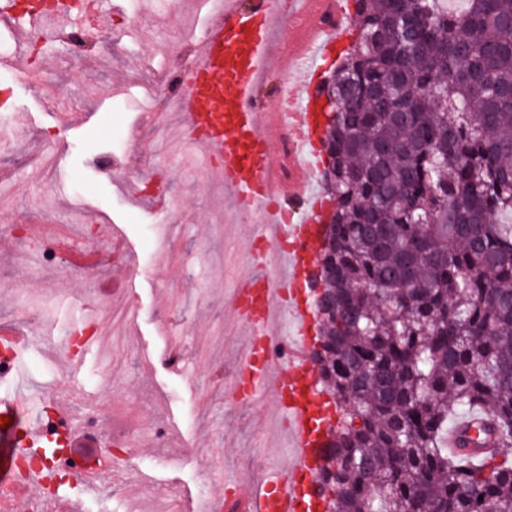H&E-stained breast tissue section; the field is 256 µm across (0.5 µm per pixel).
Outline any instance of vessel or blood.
Instances as JSON below:
<instances>
[{"label":"vessel or blood","mask_w":512,"mask_h":512,"mask_svg":"<svg viewBox=\"0 0 512 512\" xmlns=\"http://www.w3.org/2000/svg\"><path fill=\"white\" fill-rule=\"evenodd\" d=\"M336 25L326 34H313L300 57L285 56L282 70L292 92L274 99L257 91L273 58L270 35L281 22V0H224L202 36L188 84L180 98L182 124L191 140L209 156L218 158L224 185L237 207L259 219L258 232L270 251L255 262L238 299L249 341L240 359L238 375L246 381L244 397L251 402L273 397L288 428L292 448L287 473H273L267 487L242 494L228 486L220 504L199 501L196 512H318L320 495L311 478L319 466L330 423L318 407L323 391L304 360L311 341L309 314L297 297L313 267L322 238L323 208L310 176L302 168L325 135L318 112L317 93L322 78L318 66L330 43L340 42L351 0H324ZM102 0H60L47 8L38 0H0V20L35 31L48 23H63L70 31H84L89 21L104 25ZM289 136L288 159L295 168L289 179L276 176L275 137ZM291 197L307 201V216L282 223L280 202ZM29 345L27 336L0 333V382L13 378L15 364ZM28 397L16 393L0 398V417L11 418L0 427V485L11 491L1 505L5 512L27 506L33 493L58 484L61 477L96 485L109 468L137 477L135 464L109 465L98 458L89 466L69 448L85 434L71 421L68 405L56 399L54 427L41 419L24 422ZM482 413L471 414L448 432V448L459 453L462 434L477 435L485 423ZM59 444L63 453L48 449Z\"/></svg>","instance_id":"1"}]
</instances>
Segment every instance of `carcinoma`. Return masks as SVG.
I'll use <instances>...</instances> for the list:
<instances>
[{
  "mask_svg": "<svg viewBox=\"0 0 512 512\" xmlns=\"http://www.w3.org/2000/svg\"><path fill=\"white\" fill-rule=\"evenodd\" d=\"M353 2L323 144L325 512H512V0ZM472 409L500 451L450 457ZM467 416V415H466ZM486 415L483 413H472L471 415L463 418L462 420H457L455 415H451L448 417V428L453 426L448 431V448L452 454L462 452V448H459V439L460 436L467 432L468 434L476 437L478 434V429L484 425L486 422Z\"/></svg>",
  "mask_w": 512,
  "mask_h": 512,
  "instance_id": "carcinoma-1",
  "label": "carcinoma"
}]
</instances>
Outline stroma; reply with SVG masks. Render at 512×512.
I'll return each mask as SVG.
<instances>
[{
    "label": "stroma",
    "mask_w": 512,
    "mask_h": 512,
    "mask_svg": "<svg viewBox=\"0 0 512 512\" xmlns=\"http://www.w3.org/2000/svg\"><path fill=\"white\" fill-rule=\"evenodd\" d=\"M112 25L76 45L69 31L37 43L24 78L0 66V324L30 327L23 359L35 392L33 411L57 394L63 368L56 356L84 319L81 298L106 304L133 290L136 324L103 361L96 344L81 350L72 414L92 433L73 448L94 457L100 448L155 459L150 487L118 483L102 505L74 495L81 512H187L198 484L215 464L226 483L249 491L275 466L256 444L272 399L255 404L231 392L245 327L232 318L228 293L240 286L255 224L232 219L224 184L198 147L163 140L129 109L125 96L162 83L172 59L190 65L210 17L197 0H113ZM109 164H101V157ZM164 186L177 209L132 197L133 182ZM120 227L134 249L131 278L115 281L70 267L67 257L46 266L33 240L79 237L105 245ZM194 338L193 362L172 366L173 339Z\"/></svg>",
    "instance_id": "35a3bbf8"
}]
</instances>
